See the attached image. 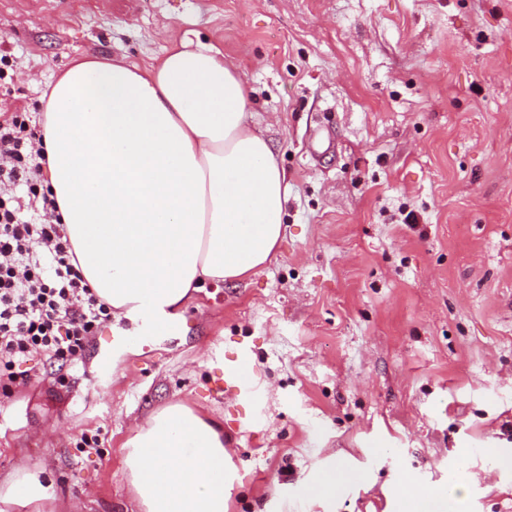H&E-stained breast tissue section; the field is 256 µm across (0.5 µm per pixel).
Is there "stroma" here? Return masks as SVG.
I'll list each match as a JSON object with an SVG mask.
<instances>
[{
	"label": "stroma",
	"instance_id": "35a3bbf8",
	"mask_svg": "<svg viewBox=\"0 0 512 512\" xmlns=\"http://www.w3.org/2000/svg\"><path fill=\"white\" fill-rule=\"evenodd\" d=\"M180 41L246 84L285 236L151 338L116 318L73 364L32 357L0 393V478L37 474L47 512H138L122 445L182 402L224 426L226 512H399L417 488L512 512L484 454L512 455V0H0L6 103ZM242 347L254 397L223 386ZM333 469L361 479L310 498Z\"/></svg>",
	"mask_w": 512,
	"mask_h": 512
}]
</instances>
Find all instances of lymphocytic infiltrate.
I'll list each match as a JSON object with an SVG mask.
<instances>
[{"label":"lymphocytic infiltrate","mask_w":512,"mask_h":512,"mask_svg":"<svg viewBox=\"0 0 512 512\" xmlns=\"http://www.w3.org/2000/svg\"><path fill=\"white\" fill-rule=\"evenodd\" d=\"M40 128L29 113H0V390L26 383L34 355L73 362L112 308L84 279L45 183Z\"/></svg>","instance_id":"lymphocytic-infiltrate-1"}]
</instances>
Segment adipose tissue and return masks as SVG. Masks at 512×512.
Here are the masks:
<instances>
[{
    "mask_svg": "<svg viewBox=\"0 0 512 512\" xmlns=\"http://www.w3.org/2000/svg\"><path fill=\"white\" fill-rule=\"evenodd\" d=\"M221 50L187 42L154 66L73 64L46 101L49 185L84 278L114 314L164 329L204 282L264 267L284 233L288 180L250 123ZM142 512H225L224 428L171 403L124 445ZM49 492L20 470L0 502Z\"/></svg>",
    "mask_w": 512,
    "mask_h": 512,
    "instance_id": "obj_1",
    "label": "adipose tissue"
}]
</instances>
